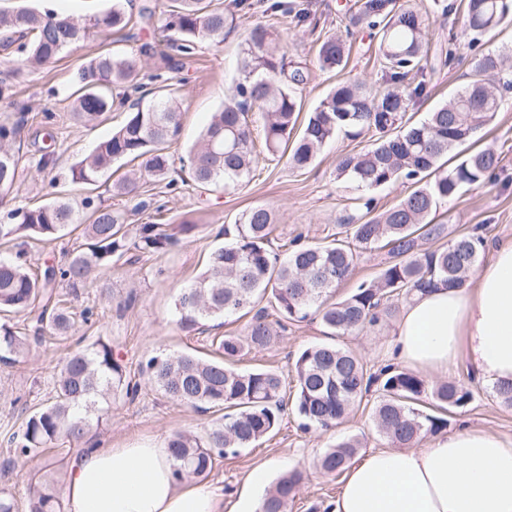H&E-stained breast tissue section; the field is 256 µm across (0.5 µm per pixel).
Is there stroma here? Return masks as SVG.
Returning <instances> with one entry per match:
<instances>
[{"label":"stroma","instance_id":"1","mask_svg":"<svg viewBox=\"0 0 512 512\" xmlns=\"http://www.w3.org/2000/svg\"><path fill=\"white\" fill-rule=\"evenodd\" d=\"M22 1L34 9H51L77 21L112 5V0H0V12L10 11ZM250 2L249 9L240 11L237 28L225 32L222 42L201 44L192 58L176 59L168 73L182 98L181 129L169 147L174 163H181L185 158L211 113L223 105L238 79L241 29L262 23L277 32L280 48L308 74L302 92L305 107H313L325 92L348 78L373 86L383 82V69L375 57V43L368 29L350 23L357 10V0H292L310 15L307 24L267 12L266 0ZM396 5L427 10L430 45L451 40L456 47V60L451 66H441L433 58L428 60L421 78L429 95L409 112L411 120L418 122L470 81L468 39L453 16L442 15L433 0H396ZM336 34L343 37L350 49L349 61L343 71L326 73L317 65V41ZM145 41L152 43L157 52L169 49L161 31H141L134 27L109 32L106 37L65 51L56 62L36 71L22 69V56L16 49H0V79L10 78L16 84L15 96L0 100V119L8 117L22 125L19 180L12 192L15 205H39L56 198L77 204L93 193L99 195L104 205L118 211L130 228L148 222L150 213L138 209L137 196L118 197L112 192L113 183L131 170L130 162L113 163L111 171L92 188L73 182L71 173L77 160L109 137L113 128L125 119L124 112L118 109L100 122L77 121L71 109L76 71L100 50H132ZM48 133L53 136L49 142L44 139ZM370 145V135L339 134L324 146L313 166L305 171L290 169L286 158L266 155L249 179L225 189L192 183L171 193L164 184H153V198L166 202L171 224L191 225V232L181 235L178 244L169 251L131 256L78 288L71 297L72 311L78 314L91 309L92 324L75 322L69 336L45 338L32 344L27 357L19 363L0 364V487L12 491L18 512L28 510L26 471L49 461L53 464V477L62 483L68 478L72 447L58 444L44 449L38 457L18 461L13 457L8 437L21 429L29 413L53 401L55 377L68 353L76 348L90 346L101 337L108 339L128 381L138 386L135 397L122 394L112 397L108 421L90 433L91 442L115 448L162 444L172 433H200L219 419V412L201 411L165 397L148 381L141 366L149 357L162 352L210 357L212 338L243 334L247 320L233 317L220 326L212 321L202 326H182L174 311L177 296L204 271L209 253L223 245L225 225L233 223L241 211L251 206L265 205L273 209L276 242L298 236L311 242H330L343 219L352 213L359 195L355 185L337 180L336 159L342 154L364 151ZM487 148L500 157L495 176L487 183L465 187L458 197L438 205L435 214L436 222L447 225L449 235L473 232L483 237L484 248L478 259L482 265L492 259L499 243L512 240V91L503 92L494 120L480 128L471 141L455 148L453 156L459 161ZM48 151L53 159L49 165H41L40 158ZM84 243L83 230L79 227L69 228L65 236L51 242L29 243L27 266L36 273L46 266L63 263ZM391 331V326L385 325L333 339L318 320L293 322L272 346L248 352L235 366L241 371L271 369L289 380L293 377L296 353L329 341L378 366L385 362ZM447 377L466 383L474 393L467 407L449 413V430L467 423L512 437V407L473 378L466 363L450 368ZM353 435L363 438L368 451L389 446L388 440L372 425L369 405L355 408L331 429L307 433L298 428L294 414L289 412L275 435L238 455L218 459L206 482L223 493L224 512H237L245 482L254 470L264 469L268 482L272 483L297 466L306 470L307 477L290 512H329L343 479L324 475L316 461L325 448Z\"/></svg>","mask_w":512,"mask_h":512}]
</instances>
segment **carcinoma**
I'll return each instance as SVG.
<instances>
[{"label":"carcinoma","mask_w":512,"mask_h":512,"mask_svg":"<svg viewBox=\"0 0 512 512\" xmlns=\"http://www.w3.org/2000/svg\"><path fill=\"white\" fill-rule=\"evenodd\" d=\"M125 0H112L102 14L75 21L55 12L41 13L20 7L0 13V46L18 45L22 66L50 64L68 48L112 30L125 29L131 17ZM443 14L461 15L463 33L474 50L469 84L437 105L417 123L406 112L428 95L423 81H415L428 61L426 18L414 9H395V0H358L352 24H365L376 39L385 72V86L374 88L358 79L336 83L308 111L300 133H294L303 109L299 88L306 76L292 66L277 46L270 27L255 24L240 44L239 80L224 105L212 113L198 140L189 149L188 174L200 185H233L256 171L259 157L253 151L254 129L248 114L262 119L261 132L270 156L288 155L297 171L313 165L318 153L342 130L359 135L373 133L371 147L347 153L336 160V179L363 191L356 198L355 213L344 220L343 237L330 243H302L295 239L281 258L271 247L275 215L264 205L242 211L224 229L227 242L214 249L206 270L178 296L175 309L183 326L226 316L251 315L242 336H216L214 356L182 354L150 357L143 367L148 380L172 400L206 411L224 410L202 434L176 433L167 440L173 476L181 483L204 479L217 459L250 448L279 428L285 404V379L269 369L241 372L232 363L252 349L271 346L290 321L319 319L332 336L359 334L375 328L395 312V303L431 286L462 288L478 261L483 239L468 233L452 239L447 225L434 222L437 205L456 197L466 186L491 179L500 157L493 150L477 151L446 169L441 159L454 147L468 142L500 109L495 87L503 71V58L479 50L481 38L494 32L512 13V0H437ZM238 26L237 14L213 0H170L164 25L169 47L190 58L200 43L224 39V32ZM156 55L145 42L137 50L102 51L78 72L80 95L74 101L76 116L85 123L98 121L120 105L128 112L112 135L78 161L73 181L93 185L119 159L138 160L139 176L113 184L117 196L137 192L140 180L163 181L175 191L178 179L167 144L181 126V103L168 84L166 71L173 57L163 55L153 73L145 75L146 58ZM317 63L323 72L342 70L347 45L339 36L324 38ZM156 85L150 102L140 95L142 80ZM20 125L6 118L0 122V190L8 192L18 180ZM399 180L416 189L397 204L376 211L370 192ZM153 208L154 221L141 224L130 236L121 216L92 196L81 201L91 223L84 232L87 247L71 254L67 263L48 266L39 275L28 272L24 257L31 240L52 241L73 224L78 211L67 201L55 199L30 207H10L0 198V238L19 242L12 260L0 259V313H25L39 304L35 328L65 336L73 320L55 288L65 282L76 288L94 271L112 268L113 258L134 250L155 255L176 245L179 238L163 228L167 205ZM384 250L389 260L379 275L358 283L343 298L332 299V290L353 278L361 254ZM32 337L9 325H0V362L14 364L29 351ZM295 393L292 411L299 429L328 430L342 421L364 397L374 393L372 423L379 435L399 448H410L448 427L447 412L467 406L472 390L455 381L428 385L417 373L391 363L370 366L350 350L319 344L299 351L293 363ZM56 399L26 418L21 435L12 438L15 455L34 458L56 444L85 442L108 414L106 398L118 391L135 396L138 387L126 380L112 345L102 339L75 350L67 357L55 380ZM363 442L344 439L327 449L317 466L326 475L338 476L350 465ZM42 467L26 473L28 512H63V503ZM305 479L294 468L266 492L261 512H288Z\"/></svg>","instance_id":"carcinoma-1"}]
</instances>
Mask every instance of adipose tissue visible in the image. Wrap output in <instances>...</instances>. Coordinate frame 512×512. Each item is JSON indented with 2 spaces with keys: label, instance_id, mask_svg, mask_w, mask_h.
Wrapping results in <instances>:
<instances>
[{
  "label": "adipose tissue",
  "instance_id": "ef3b65f1",
  "mask_svg": "<svg viewBox=\"0 0 512 512\" xmlns=\"http://www.w3.org/2000/svg\"><path fill=\"white\" fill-rule=\"evenodd\" d=\"M386 360L419 373L466 362L490 389L512 383V241L468 283L404 304ZM65 512H224L204 485L178 487L165 445L84 448L71 459ZM332 512H512V439L463 427L420 448L364 453Z\"/></svg>",
  "mask_w": 512,
  "mask_h": 512
}]
</instances>
